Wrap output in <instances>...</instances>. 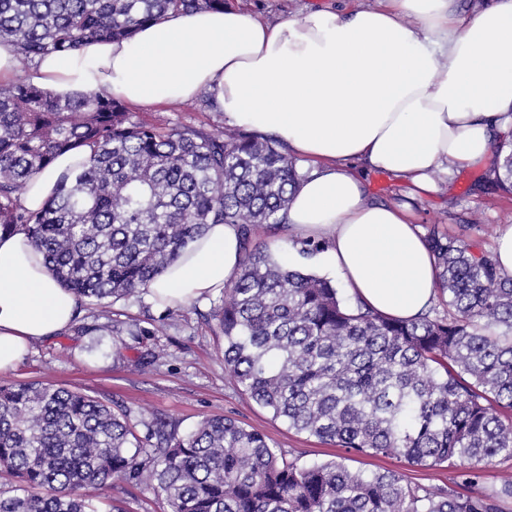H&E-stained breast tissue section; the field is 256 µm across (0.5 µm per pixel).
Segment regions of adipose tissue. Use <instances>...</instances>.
Segmentation results:
<instances>
[{
	"label": "adipose tissue",
	"mask_w": 512,
	"mask_h": 512,
	"mask_svg": "<svg viewBox=\"0 0 512 512\" xmlns=\"http://www.w3.org/2000/svg\"><path fill=\"white\" fill-rule=\"evenodd\" d=\"M27 78L59 96L102 88L141 107L214 93L225 124L273 137L301 162L283 231L328 240L325 261L355 298L413 319L436 298L434 256L409 206L371 200L358 173H391L420 197L459 169L490 167L512 131V0L472 14L456 0H354L276 23L228 4L45 56ZM86 155L58 156L21 204L39 211ZM239 260L237 226L209 225L150 296L176 307L218 293ZM76 309L23 232L0 235V372L68 329Z\"/></svg>",
	"instance_id": "ef3b65f1"
}]
</instances>
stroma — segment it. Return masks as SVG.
<instances>
[{
	"mask_svg": "<svg viewBox=\"0 0 512 512\" xmlns=\"http://www.w3.org/2000/svg\"><path fill=\"white\" fill-rule=\"evenodd\" d=\"M336 0H244L249 12L269 20L310 10L335 7ZM142 122L152 125L182 124L213 129L222 126L220 112L191 109L175 111L165 103L136 109ZM414 215L421 229L439 226L449 235L466 239L483 251L491 250L499 225L512 224V196L497 190L482 167L460 170L447 193L416 201ZM256 241L271 253L286 258L290 266L340 283L341 278L323 262L322 251L301 252L299 239L266 225L254 229ZM213 298L164 309L151 299L114 302L110 317L121 323L136 320L140 335L95 332L97 313L81 307L73 326L54 337L34 342L17 366L0 373V382H45L75 390L126 412L137 436L146 429L143 413L166 419L179 432L194 427L203 417L223 415L264 434L287 458L324 462L344 458L353 470L367 473L397 471L430 487L459 488L456 468L411 467L392 456L344 453L305 433L288 428L282 420L242 394L224 370V337L206 317ZM101 498L121 501L126 512H160L162 502L153 489L115 480L100 492Z\"/></svg>",
	"mask_w": 512,
	"mask_h": 512,
	"instance_id": "obj_1",
	"label": "stroma"
}]
</instances>
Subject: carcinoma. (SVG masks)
<instances>
[{"instance_id": "cac0c4a2", "label": "carcinoma", "mask_w": 512, "mask_h": 512, "mask_svg": "<svg viewBox=\"0 0 512 512\" xmlns=\"http://www.w3.org/2000/svg\"><path fill=\"white\" fill-rule=\"evenodd\" d=\"M226 0H0V46L21 71L91 40H125L168 13ZM89 157L43 208L20 198L73 148ZM512 194V139L492 159ZM302 177L279 143L237 129L150 126L104 90L62 98L23 74L0 84V232L23 231L56 281L109 318L210 224H236L239 270L210 317L239 390L288 428L347 452L460 468L468 493L341 460L287 459L262 433L207 416L187 433L50 383L0 384V512H99L114 479L157 491L167 512H501L512 474L478 487L480 466L512 458V276L473 244L430 229L444 315L403 320L349 306L331 280L252 240L283 223Z\"/></svg>"}]
</instances>
